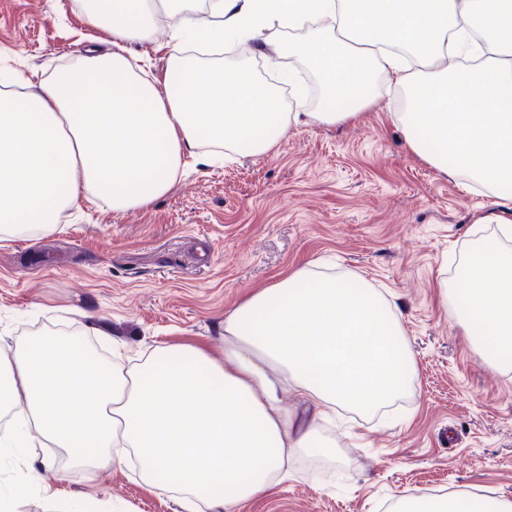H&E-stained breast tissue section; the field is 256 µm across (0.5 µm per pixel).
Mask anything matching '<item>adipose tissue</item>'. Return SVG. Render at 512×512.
I'll return each instance as SVG.
<instances>
[{
  "mask_svg": "<svg viewBox=\"0 0 512 512\" xmlns=\"http://www.w3.org/2000/svg\"><path fill=\"white\" fill-rule=\"evenodd\" d=\"M178 17L163 79L138 75L132 44L151 38L157 14ZM85 21L114 50H85L38 85L0 79V239L56 231L61 211L94 201L115 211L166 195L199 145L265 153L288 122L333 124L375 98L377 77L405 94L396 121L409 148L512 208V0H86ZM308 40L281 41L285 30ZM336 38H326V31ZM248 43L301 56L319 76L324 107L285 112L279 97L231 68L204 64L190 45ZM464 292L441 290L442 307L473 346L493 348L512 372V251L480 244L457 268ZM232 368L190 344L154 350L128 371L93 363L69 337L21 339L0 375V412H28L0 428V465L39 461L0 488V512L31 490L58 512L42 472L52 444L79 466L137 460L145 484L204 496L214 512L272 494L296 457L327 456L317 421L340 408L367 415L416 379L391 303L366 283L296 270L224 317ZM290 387L312 404L285 403Z\"/></svg>",
  "mask_w": 512,
  "mask_h": 512,
  "instance_id": "1",
  "label": "adipose tissue"
}]
</instances>
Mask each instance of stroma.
<instances>
[{"label":"stroma","instance_id":"35a3bbf8","mask_svg":"<svg viewBox=\"0 0 512 512\" xmlns=\"http://www.w3.org/2000/svg\"><path fill=\"white\" fill-rule=\"evenodd\" d=\"M79 0H0V67L39 81L81 51L110 50ZM394 85L356 117L287 126L264 154L188 164L147 207L83 203L50 235L0 239V357L19 338L78 327L105 359L174 343L224 357V314L282 274L314 267L359 279L400 316L417 367L400 407L349 412L352 433L323 429L336 454L299 458L278 490L237 512H387L408 491L512 498V376L442 309L471 248L496 238L491 197L412 152ZM60 500L99 512H188L134 467L68 469Z\"/></svg>","mask_w":512,"mask_h":512}]
</instances>
